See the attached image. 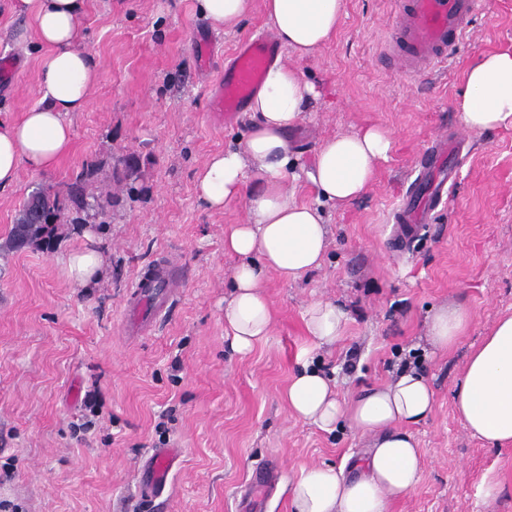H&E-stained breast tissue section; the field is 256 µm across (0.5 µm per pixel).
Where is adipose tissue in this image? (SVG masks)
Wrapping results in <instances>:
<instances>
[{
    "mask_svg": "<svg viewBox=\"0 0 512 512\" xmlns=\"http://www.w3.org/2000/svg\"><path fill=\"white\" fill-rule=\"evenodd\" d=\"M264 7L277 40L304 58L335 37L344 3L264 0ZM13 8L32 17L35 44L46 55L39 71L40 104L21 119L0 118V188L13 185L21 168L55 167L72 142L66 116L88 108L100 73L99 61L74 46L82 0H15ZM464 83L454 109L466 130L512 128V42L480 56ZM316 95L294 66L271 65L249 100L243 145L210 155L196 174L197 198L206 208L245 204L244 221L224 230L225 252L240 258L224 301V337L242 355L272 334L264 291L269 276L298 281L321 266L328 249L322 210L298 201L288 186L295 176L289 134ZM391 147L390 134L376 127L335 135L318 147L306 177L327 202L348 207L367 192ZM304 321L318 348L336 344L349 316L336 303L319 300L309 304ZM469 321L460 304L440 307L430 318L427 337L434 347L449 349ZM285 400L300 421L327 432L345 422L367 439L354 475L329 465L302 469L291 489L292 512H390L394 499L421 482L423 460L411 428L431 414L434 392L416 368L404 367L390 382L345 399L305 350ZM454 405L475 436L512 445V314L471 353Z\"/></svg>",
    "mask_w": 512,
    "mask_h": 512,
    "instance_id": "adipose-tissue-1",
    "label": "adipose tissue"
}]
</instances>
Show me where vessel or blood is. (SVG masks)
<instances>
[{
	"mask_svg": "<svg viewBox=\"0 0 512 512\" xmlns=\"http://www.w3.org/2000/svg\"><path fill=\"white\" fill-rule=\"evenodd\" d=\"M478 0H398L394 20L393 45L397 59L405 72L414 74L448 63L457 45L466 34V23L477 7ZM280 49L272 38L261 36L247 40L236 49L224 79L214 89L210 109L222 113L225 123H232L247 99L261 82L266 69L274 63ZM448 156V140L440 138L425 151L424 171L413 199L407 200L393 213L397 224H419L430 206L441 200L448 185V175L441 164ZM169 261L159 258L157 263L140 275L134 295L139 304L161 307L165 295L159 294L161 282L168 280ZM176 461L171 449L154 455L150 485L164 490L170 470Z\"/></svg>",
	"mask_w": 512,
	"mask_h": 512,
	"instance_id": "obj_1",
	"label": "vessel or blood"
}]
</instances>
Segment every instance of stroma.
Masks as SVG:
<instances>
[{
  "mask_svg": "<svg viewBox=\"0 0 512 512\" xmlns=\"http://www.w3.org/2000/svg\"><path fill=\"white\" fill-rule=\"evenodd\" d=\"M394 16L395 0H344L329 43L305 58L280 53L320 90L290 139L296 197L323 211L329 247L298 282L270 276L272 334L242 356L224 338L238 263L224 251V227L242 223L245 207L207 209L194 182L208 156L246 131L247 112L227 126L208 100L239 43L269 31L264 0L230 31L202 18L196 0H84L74 46L101 62L91 104L68 114L72 144L54 169H22L0 189V499L21 512H244L260 465L271 461L279 476L264 512H291L302 468L349 466L366 447L351 427L329 433L295 419L283 400L297 355L312 348L305 309L330 300L349 315L346 333L312 350L340 394L386 383L407 362L435 392L432 413L412 428L422 480L392 512H512V445L490 447L454 411L470 354L512 314V129L466 131L453 108L470 65L512 40V0H481L447 67L410 76L388 52ZM32 41L30 17L0 0L1 118H20L41 100L44 54ZM368 126L389 131L388 158L362 198L335 207L304 172L325 139ZM443 135L458 143L448 196L401 237L391 214L424 150ZM130 162L134 192L86 211L84 224L66 225L52 246L7 248L31 195L86 169L85 194L99 195ZM89 244L103 276L80 287L62 263ZM161 256L176 283L165 310L130 308L136 276ZM452 302L468 309L470 323L439 351L426 323ZM79 416L94 428L76 431ZM162 448L177 459L155 495L144 471ZM487 476L501 486L489 501L478 495Z\"/></svg>",
  "mask_w": 512,
  "mask_h": 512,
  "instance_id": "stroma-1",
  "label": "stroma"
}]
</instances>
